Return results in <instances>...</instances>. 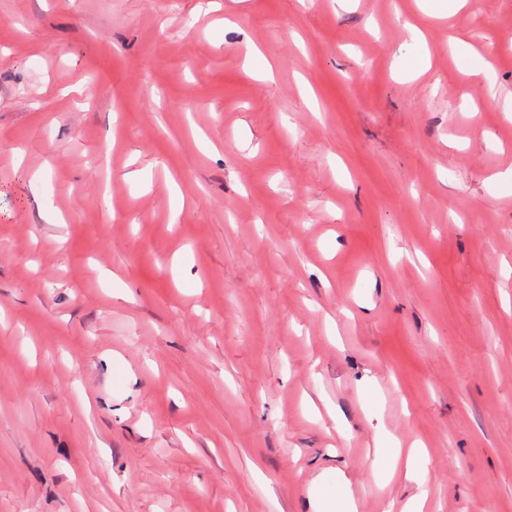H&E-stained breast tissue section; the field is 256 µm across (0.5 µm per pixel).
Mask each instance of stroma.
<instances>
[{
    "label": "stroma",
    "mask_w": 512,
    "mask_h": 512,
    "mask_svg": "<svg viewBox=\"0 0 512 512\" xmlns=\"http://www.w3.org/2000/svg\"><path fill=\"white\" fill-rule=\"evenodd\" d=\"M446 7L0 0V512H512V0ZM456 50L458 56H461L464 67L470 75H480L485 73L486 62L480 54L467 45L463 40H457Z\"/></svg>",
    "instance_id": "obj_1"
}]
</instances>
